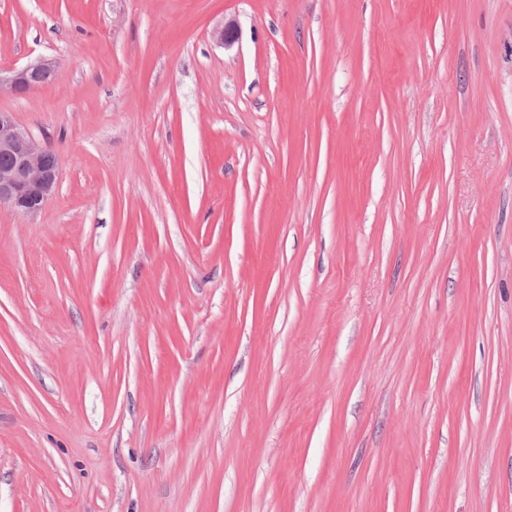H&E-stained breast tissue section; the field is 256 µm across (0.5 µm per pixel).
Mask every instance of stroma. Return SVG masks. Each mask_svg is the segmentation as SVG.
Segmentation results:
<instances>
[{
  "instance_id": "stroma-1",
  "label": "stroma",
  "mask_w": 512,
  "mask_h": 512,
  "mask_svg": "<svg viewBox=\"0 0 512 512\" xmlns=\"http://www.w3.org/2000/svg\"><path fill=\"white\" fill-rule=\"evenodd\" d=\"M39 59L0 512H512V0H0Z\"/></svg>"
}]
</instances>
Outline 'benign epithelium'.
I'll return each mask as SVG.
<instances>
[{
	"mask_svg": "<svg viewBox=\"0 0 512 512\" xmlns=\"http://www.w3.org/2000/svg\"><path fill=\"white\" fill-rule=\"evenodd\" d=\"M211 38L218 46L229 47L239 39L235 23L217 26ZM55 73V65L40 59L0 75V86L8 84L17 92H30L40 87V79ZM50 150L36 141L15 121L12 113L0 111V155L8 162L0 164V205L23 217L39 213L55 194L60 169L48 161Z\"/></svg>",
	"mask_w": 512,
	"mask_h": 512,
	"instance_id": "1",
	"label": "benign epithelium"
}]
</instances>
